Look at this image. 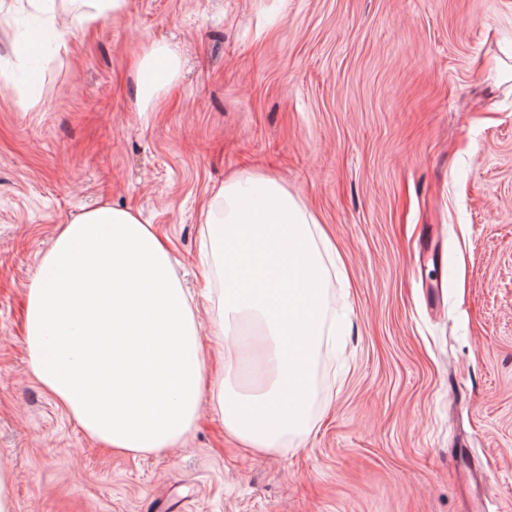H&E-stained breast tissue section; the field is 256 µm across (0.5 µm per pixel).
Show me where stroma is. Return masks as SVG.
<instances>
[{"label": "stroma", "instance_id": "35a3bbf8", "mask_svg": "<svg viewBox=\"0 0 512 512\" xmlns=\"http://www.w3.org/2000/svg\"><path fill=\"white\" fill-rule=\"evenodd\" d=\"M0 0V462L13 512H512V0H128L31 61ZM180 57L150 111L137 61ZM276 179L344 264L310 430L244 446L87 437L31 374L25 296L57 225L137 212L200 289L215 188ZM447 257L448 288L427 254Z\"/></svg>", "mask_w": 512, "mask_h": 512}]
</instances>
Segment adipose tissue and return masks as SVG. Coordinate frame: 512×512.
Masks as SVG:
<instances>
[{
	"label": "adipose tissue",
	"mask_w": 512,
	"mask_h": 512,
	"mask_svg": "<svg viewBox=\"0 0 512 512\" xmlns=\"http://www.w3.org/2000/svg\"><path fill=\"white\" fill-rule=\"evenodd\" d=\"M157 45L137 65L140 111L177 73ZM209 338L170 249L127 209L101 205L59 225L26 293L24 340L37 380L105 447L157 454L186 443L202 395L227 432L279 451L308 432L312 372L336 254L275 179L214 194L201 226ZM224 354L209 374L205 346Z\"/></svg>",
	"instance_id": "ef3b65f1"
}]
</instances>
